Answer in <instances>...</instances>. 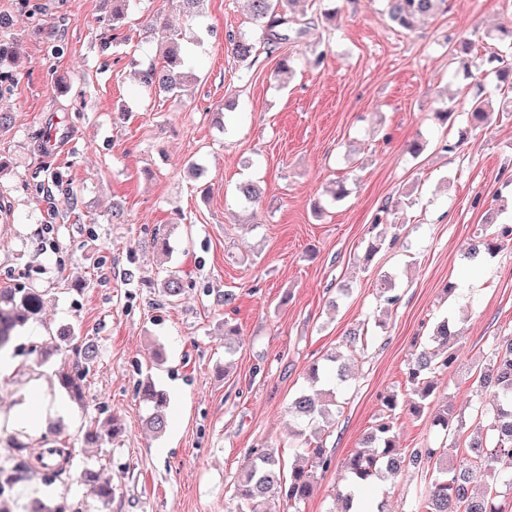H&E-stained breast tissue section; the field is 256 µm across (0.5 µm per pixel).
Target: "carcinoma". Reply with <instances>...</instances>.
I'll use <instances>...</instances> for the list:
<instances>
[{
  "mask_svg": "<svg viewBox=\"0 0 512 512\" xmlns=\"http://www.w3.org/2000/svg\"><path fill=\"white\" fill-rule=\"evenodd\" d=\"M185 25L196 29V43L204 41L211 34V28L204 24L209 0H177ZM252 21V27L226 35L227 50L240 63L252 65L257 61V51L266 56L280 55L277 75L286 76L294 71V58L280 49L288 42L298 43L305 39L314 21L306 20L297 9L299 3H306L318 13L321 22L330 25L337 12L324 7L323 0H245ZM387 15L392 23L405 31H413L425 19L448 10L447 0H383ZM131 6V0H112V19L97 21L101 49L108 51L121 41L122 22ZM20 16L34 32L43 35L50 54L58 57L64 53V44L57 32L46 30L40 22L34 21V12L22 6ZM151 29H162L166 33V47L161 65L149 64L135 71L136 79L148 92H162L173 99L187 95L190 86L198 80L191 72L192 57L183 45V32L169 28L159 14L149 22ZM511 40L504 51L492 54L486 65L472 73L465 68L466 76L483 81L495 80L512 86V29L503 31ZM464 114L474 126L489 125L493 122L494 111L484 99H459L441 104L437 112L439 119L446 121L455 112ZM512 240V226L500 225L484 233L468 247L471 265L480 264L483 259L499 250L504 242ZM163 298L170 304L181 300L185 285L178 272H170L160 284ZM379 292L387 305L393 306L399 300L395 282L391 277L380 279ZM41 295L31 288H0V351L10 343L14 332L37 319L43 311ZM239 329L224 324V357H233L240 348ZM458 333L449 320L444 319L427 336L419 352L407 368V381L412 394L421 401L427 400L435 390L438 375L446 372L458 361L454 341ZM96 357V344L87 342L82 358L63 360L54 371L58 387L66 395L83 403L86 376ZM349 370L340 362V357L330 355L326 363H314L309 368V379L316 385L327 379L332 387L304 391L290 403L289 413L294 420L292 435L319 438L316 443L305 442L290 468L265 448L248 450L247 461L235 479L232 499L236 501L232 512H274L276 505L285 504L296 508L313 492L314 476L318 470L330 468L332 458L320 441L336 412V387L347 381ZM479 384L492 392L490 407L480 411L479 422L467 442L469 459L464 466L448 463L450 449L421 448L405 454L399 448L393 416L400 409L398 395H387L382 403L386 416L376 422L367 435L364 445L352 452L342 463L345 484L337 491V501L342 505L340 512H355L354 502L362 500L363 512H387L384 504L375 502L367 495V489L379 480L395 475L405 468L417 467L423 461L435 460V475L429 486L419 491L414 498L413 512H503L499 504V486L512 488V336L497 338L489 354L486 371L479 377ZM142 401L147 406L144 418L146 428L155 436L164 434L168 427L167 408L169 397L165 390L148 380L139 387ZM434 426L448 432L456 427V420L448 405L436 410ZM504 462L506 467L493 470L490 480L483 486L473 484V471ZM74 467L73 453L56 445L43 449L38 454L27 456L24 469L28 472L46 470L53 478L70 474ZM84 484L91 486L97 508L106 509L112 502L115 488L112 480L99 470L85 467L80 471ZM22 480V473L14 474L0 468V512H11L7 507L13 487ZM29 512H74L65 498L31 502Z\"/></svg>",
  "mask_w": 512,
  "mask_h": 512,
  "instance_id": "1",
  "label": "carcinoma"
}]
</instances>
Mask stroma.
Here are the masks:
<instances>
[{
  "mask_svg": "<svg viewBox=\"0 0 512 512\" xmlns=\"http://www.w3.org/2000/svg\"><path fill=\"white\" fill-rule=\"evenodd\" d=\"M339 28L316 30L307 44H286L297 58L287 81L276 57L253 67L236 63L225 33L251 26L244 0H210L206 38L193 57L199 75L176 101L140 88L135 64L160 62L153 14L180 27L174 0H134L122 29L123 52H102L95 20L111 0H30L43 26L62 36L65 51L49 58L43 40L0 0V39L13 42L17 78L0 98L11 115L0 131V287L33 288L43 296L41 320L10 346L14 372L0 379V463L17 447L38 451L60 429L88 460L111 475L117 491L109 512H224L230 485L249 448L265 444L292 462L301 443L290 434L288 403L307 388L310 364L341 350L361 321H382L371 344L350 359L353 378L341 394L326 448L335 465L318 473L299 512H335L339 468L383 415L381 399L405 394L406 371L432 324L449 316L461 327L459 360L439 376L420 414L398 411L399 446L456 449L464 445L478 406L476 377L497 337L512 336V242L468 274L464 253L485 232L488 215L512 225V92L482 87L496 111L487 127L463 117L440 125L442 99L464 90L450 56L460 34L480 63L496 47V30L512 27V0H449L416 31L394 27L381 0H337ZM324 53L320 66L309 60ZM52 128L51 153L36 131ZM425 142L420 156L407 146ZM460 149L444 151L445 142ZM206 176L191 178V165ZM58 174L76 197L38 193L37 181ZM257 182V206L237 186ZM344 181L335 202L326 190ZM321 201L322 214L312 210ZM396 213L369 263L383 204ZM164 233L172 249L153 246ZM179 271L186 292L164 301L159 285ZM396 279L400 300L382 311L377 283ZM458 283L447 295L448 283ZM234 289V305L224 303ZM236 324L242 348L224 362V325ZM97 344L84 406L44 412L34 429L10 424L34 406L38 390L58 397L41 351L58 346L74 356L79 339ZM170 397L166 433L143 427L138 394L145 378ZM451 404L461 425L444 434L434 411ZM118 418L122 433L84 447L91 420ZM424 463L375 485L390 512H411L413 492L426 487ZM48 495L75 507L93 503L77 479L36 475L11 494L12 512H29Z\"/></svg>",
  "mask_w": 512,
  "mask_h": 512,
  "instance_id": "stroma-1",
  "label": "stroma"
}]
</instances>
